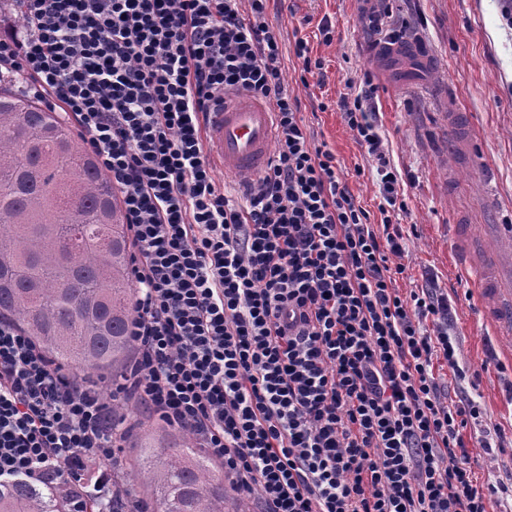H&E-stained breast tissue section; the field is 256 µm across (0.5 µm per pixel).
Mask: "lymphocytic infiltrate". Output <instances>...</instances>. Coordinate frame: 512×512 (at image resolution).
<instances>
[{
	"label": "lymphocytic infiltrate",
	"mask_w": 512,
	"mask_h": 512,
	"mask_svg": "<svg viewBox=\"0 0 512 512\" xmlns=\"http://www.w3.org/2000/svg\"><path fill=\"white\" fill-rule=\"evenodd\" d=\"M269 0H0V79L62 109L125 214L133 354L116 382L47 359L0 317V484L58 492L61 512H141L105 392L183 431L260 512H489L447 293H401L407 203L371 90L337 107L382 201L372 222L288 89ZM243 91L275 150L241 195L219 185L207 111Z\"/></svg>",
	"instance_id": "f902f5d3"
}]
</instances>
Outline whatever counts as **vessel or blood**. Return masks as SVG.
I'll return each instance as SVG.
<instances>
[{
  "label": "vessel or blood",
  "instance_id": "obj_1",
  "mask_svg": "<svg viewBox=\"0 0 512 512\" xmlns=\"http://www.w3.org/2000/svg\"><path fill=\"white\" fill-rule=\"evenodd\" d=\"M212 160L225 176L235 178L259 172L267 163L274 141L273 114L268 106L250 94L224 95L214 106L205 127ZM462 265L471 268L482 296L492 298L486 319L497 334L512 333V268L503 265V254L512 252V228H457Z\"/></svg>",
  "mask_w": 512,
  "mask_h": 512
}]
</instances>
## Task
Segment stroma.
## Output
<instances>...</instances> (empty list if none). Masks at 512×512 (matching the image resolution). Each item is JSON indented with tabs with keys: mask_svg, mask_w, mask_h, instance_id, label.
<instances>
[{
	"mask_svg": "<svg viewBox=\"0 0 512 512\" xmlns=\"http://www.w3.org/2000/svg\"><path fill=\"white\" fill-rule=\"evenodd\" d=\"M370 0H270L269 18L285 39L307 40L324 63L321 80L302 84L297 61H288V87L303 116L372 220H379V187L369 158L336 103L376 87L372 108L399 173L408 210L401 292L433 277L453 306L460 353L478 379L442 372L449 397L470 395L492 423L512 436V337L493 334L484 303L473 292L472 272L455 263V224L512 223V31L503 26L499 0H394L391 26L410 20L405 41L421 50L420 70L373 54L366 25ZM328 19L333 39L317 31ZM468 113L470 138L449 128L448 115Z\"/></svg>",
	"mask_w": 512,
	"mask_h": 512,
	"instance_id": "35a3bbf8",
	"label": "stroma"
}]
</instances>
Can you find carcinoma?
Returning a JSON list of instances; mask_svg holds the SVG:
<instances>
[{
    "mask_svg": "<svg viewBox=\"0 0 512 512\" xmlns=\"http://www.w3.org/2000/svg\"><path fill=\"white\" fill-rule=\"evenodd\" d=\"M79 232L72 256L49 247L54 233ZM124 211L93 154L70 125L35 98L0 88V261L10 276L0 282V317L17 321L54 361L118 379L132 357L129 325L133 284ZM136 456L125 474L148 512H239L224 489V475L192 447L142 428L128 404ZM47 489L25 482L0 485V512H59Z\"/></svg>",
    "mask_w": 512,
    "mask_h": 512,
    "instance_id": "1",
    "label": "carcinoma"
}]
</instances>
